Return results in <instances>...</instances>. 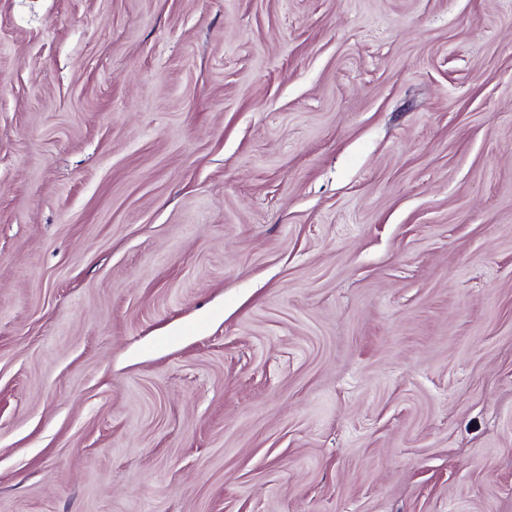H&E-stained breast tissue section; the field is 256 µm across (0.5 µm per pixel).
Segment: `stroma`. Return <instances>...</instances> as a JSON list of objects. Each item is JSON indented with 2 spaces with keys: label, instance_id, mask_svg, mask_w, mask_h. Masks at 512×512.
Masks as SVG:
<instances>
[{
  "label": "stroma",
  "instance_id": "obj_1",
  "mask_svg": "<svg viewBox=\"0 0 512 512\" xmlns=\"http://www.w3.org/2000/svg\"><path fill=\"white\" fill-rule=\"evenodd\" d=\"M0 512H512V0H0Z\"/></svg>",
  "mask_w": 512,
  "mask_h": 512
}]
</instances>
